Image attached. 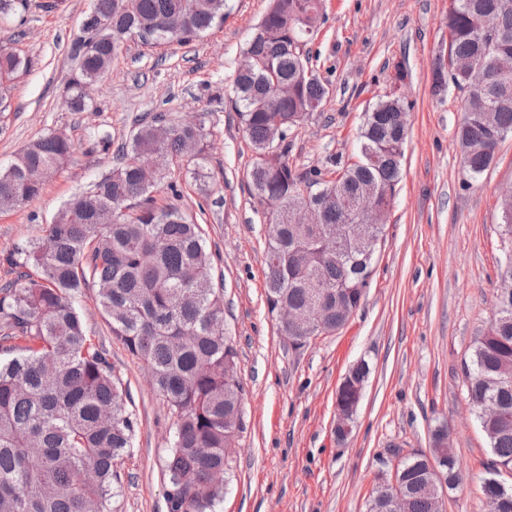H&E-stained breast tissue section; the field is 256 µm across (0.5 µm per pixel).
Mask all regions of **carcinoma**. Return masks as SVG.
Returning a JSON list of instances; mask_svg holds the SVG:
<instances>
[{"label": "carcinoma", "instance_id": "carcinoma-1", "mask_svg": "<svg viewBox=\"0 0 512 512\" xmlns=\"http://www.w3.org/2000/svg\"><path fill=\"white\" fill-rule=\"evenodd\" d=\"M228 0H93L86 15L97 26L80 30L69 45L75 74L65 95L74 112L86 108L81 87L101 79L132 35L145 44H185L224 23ZM322 0H271L244 50L233 78L232 101L255 153L249 172L257 200L276 195L281 209L272 223L278 235L265 246L266 300L307 311L320 304L327 332L345 324L336 298L358 305L370 287L375 255L360 249L336 259L323 240L346 223L355 196L369 189L391 204L401 180L409 106L399 96L376 101L364 112L358 161L330 160L336 178L305 176L289 165L278 141L321 110L327 85L303 51L316 27ZM448 59L435 71L438 89L464 93L457 132L461 163L473 179L493 163L499 142L512 133V0H448ZM31 61L0 53V113L6 91ZM210 132L205 125L176 127L163 119L139 120L119 162L74 195L46 225L44 235L0 256L26 269L0 287V512H118L123 482L118 461L133 448L137 428L127 393L106 350L88 335L74 299L96 291L112 335L152 373L173 418L165 461L167 512H216L224 499V469L245 423L232 413L244 394L236 377V349L218 331L224 322L223 284L214 278L217 255L206 247L200 225L174 204L159 206L153 193L171 167L202 161ZM70 141L46 134L0 167V212L12 211L42 192L44 173L64 167ZM159 151L165 166L153 181L135 165ZM498 234L503 261L495 312L475 337L465 371L467 398L492 455L491 467L512 471V193L500 196ZM323 287H314L315 282ZM362 361L338 405L350 410L356 384L368 377ZM438 462L446 489L460 484L445 425L431 434L430 453L401 459L396 477L409 512H440L429 458ZM387 487L373 486L367 512H384Z\"/></svg>", "mask_w": 512, "mask_h": 512}]
</instances>
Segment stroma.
<instances>
[{"mask_svg":"<svg viewBox=\"0 0 512 512\" xmlns=\"http://www.w3.org/2000/svg\"><path fill=\"white\" fill-rule=\"evenodd\" d=\"M92 0H25L0 19V46L30 58L0 114V167L49 132L71 139L69 164L48 177L41 196L0 212V254L42 236L65 203L114 163L135 117L171 123L194 113L210 131L208 178L198 184L174 168L175 203L205 230L219 256L224 328L237 351L246 429L224 475L217 512H366L375 477L393 450H429L432 429L448 424L461 473L446 512H484L481 482L491 459L466 398L473 340L494 314L501 253L499 193L512 185V135L492 166L471 180L456 131L462 95L432 91L434 61L448 40V0H323L308 44L310 62L329 88L320 113L288 134V162L300 174L349 159L363 113L395 91L410 106L402 179L387 216L370 289L343 328L294 348L268 311L264 248L273 215L250 193L254 152L232 109V78L269 0H228L222 27L186 44L128 41L111 71L92 84L89 106L71 111L62 92L72 76L70 40ZM403 67L404 82L395 69ZM110 135L113 151L94 146ZM90 335L108 352L138 420L123 459L120 512H167L164 462L172 419L147 368L113 337L93 291L80 299ZM370 374L352 432L337 442L336 391L358 362Z\"/></svg>","mask_w":512,"mask_h":512,"instance_id":"stroma-1","label":"stroma"}]
</instances>
